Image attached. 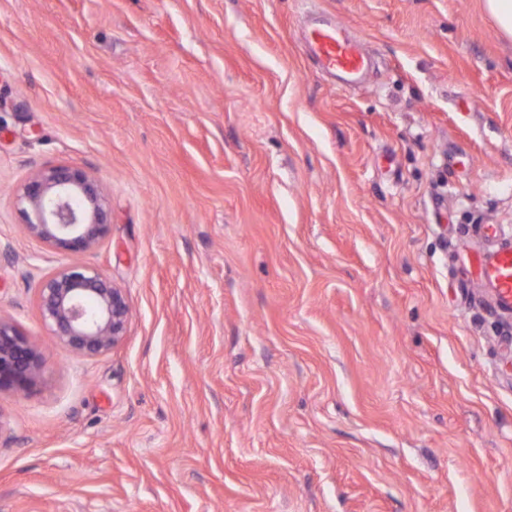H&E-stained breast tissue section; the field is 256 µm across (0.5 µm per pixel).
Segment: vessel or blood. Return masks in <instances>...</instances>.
I'll return each mask as SVG.
<instances>
[{"label": "vessel or blood", "instance_id": "1", "mask_svg": "<svg viewBox=\"0 0 512 512\" xmlns=\"http://www.w3.org/2000/svg\"><path fill=\"white\" fill-rule=\"evenodd\" d=\"M302 40L317 64L326 73L345 84L357 82L369 66V54L363 43L337 22L309 23ZM479 273L492 288L497 304L512 310V245L480 257Z\"/></svg>", "mask_w": 512, "mask_h": 512}]
</instances>
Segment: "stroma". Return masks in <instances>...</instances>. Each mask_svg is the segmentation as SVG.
<instances>
[{
  "mask_svg": "<svg viewBox=\"0 0 512 512\" xmlns=\"http://www.w3.org/2000/svg\"><path fill=\"white\" fill-rule=\"evenodd\" d=\"M61 163L112 212L83 253L17 204ZM510 241L484 0H0V317L43 364L0 392V512H512V313L473 262ZM70 264L127 297L97 357L38 311ZM302 40L320 68L344 84L357 82L368 69L364 44L337 22L306 24Z\"/></svg>",
  "mask_w": 512,
  "mask_h": 512,
  "instance_id": "obj_1",
  "label": "stroma"
}]
</instances>
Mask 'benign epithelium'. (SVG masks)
<instances>
[{"mask_svg": "<svg viewBox=\"0 0 512 512\" xmlns=\"http://www.w3.org/2000/svg\"><path fill=\"white\" fill-rule=\"evenodd\" d=\"M18 203L28 233L61 252L91 250L110 232L111 209L99 184L67 164L33 174ZM37 304L59 342L79 356L102 355L125 336L126 295L93 267L73 264L44 276ZM41 368L36 348L0 318V390H30Z\"/></svg>", "mask_w": 512, "mask_h": 512, "instance_id": "obj_1", "label": "benign epithelium"}]
</instances>
